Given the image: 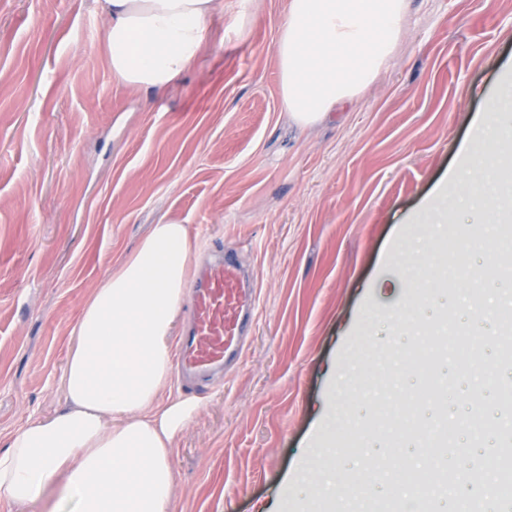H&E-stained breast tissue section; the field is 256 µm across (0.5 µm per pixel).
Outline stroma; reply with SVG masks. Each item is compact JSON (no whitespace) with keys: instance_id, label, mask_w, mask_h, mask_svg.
I'll return each instance as SVG.
<instances>
[{"instance_id":"1","label":"stroma","mask_w":512,"mask_h":512,"mask_svg":"<svg viewBox=\"0 0 512 512\" xmlns=\"http://www.w3.org/2000/svg\"><path fill=\"white\" fill-rule=\"evenodd\" d=\"M208 46L162 93L117 80L97 0H0V440L59 408L85 300L157 224L199 225L258 289L252 340L196 393L175 436L173 512H318L296 476L360 448L350 367L380 362L366 432L392 429L394 312L415 295L395 253L443 295L423 345L461 310L469 211L418 217L512 80V0H410L394 58L366 93L301 126L275 46L290 0H223Z\"/></svg>"}]
</instances>
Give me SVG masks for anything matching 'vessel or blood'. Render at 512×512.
<instances>
[{
  "label": "vessel or blood",
  "instance_id": "b4317fda",
  "mask_svg": "<svg viewBox=\"0 0 512 512\" xmlns=\"http://www.w3.org/2000/svg\"><path fill=\"white\" fill-rule=\"evenodd\" d=\"M255 302L250 278L235 255L216 246L214 259L190 286L191 324L174 352L184 381L207 377L240 359Z\"/></svg>",
  "mask_w": 512,
  "mask_h": 512
}]
</instances>
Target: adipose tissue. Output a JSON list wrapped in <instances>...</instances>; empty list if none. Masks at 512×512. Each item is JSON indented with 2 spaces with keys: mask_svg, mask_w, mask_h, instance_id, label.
Segmentation results:
<instances>
[{
  "mask_svg": "<svg viewBox=\"0 0 512 512\" xmlns=\"http://www.w3.org/2000/svg\"><path fill=\"white\" fill-rule=\"evenodd\" d=\"M106 54L123 83L162 90L192 69L219 0H99ZM409 0H290L276 44L281 98L310 125L352 102L385 69ZM184 225L158 224L85 301L61 377L65 405L0 449V500L12 512H171L176 433L196 411L162 397L190 276Z\"/></svg>",
  "mask_w": 512,
  "mask_h": 512,
  "instance_id": "obj_1",
  "label": "adipose tissue"
}]
</instances>
